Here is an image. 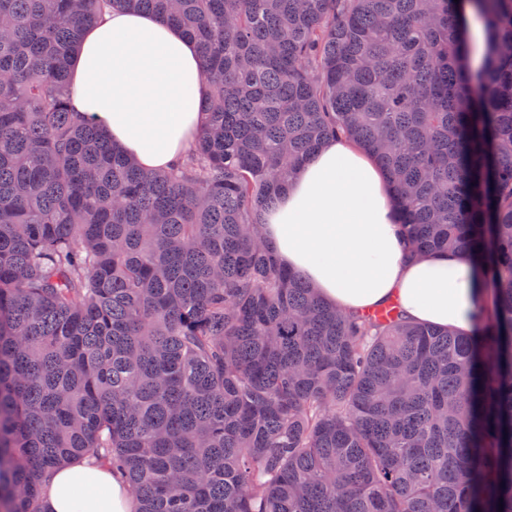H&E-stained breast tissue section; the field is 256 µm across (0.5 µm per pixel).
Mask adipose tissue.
<instances>
[{
  "mask_svg": "<svg viewBox=\"0 0 512 512\" xmlns=\"http://www.w3.org/2000/svg\"><path fill=\"white\" fill-rule=\"evenodd\" d=\"M208 95L196 45L145 12L105 11L74 54L71 107L146 170L184 157L206 124ZM262 232L282 264L354 315L395 303L411 321L468 335L487 300L469 257L407 258L386 179L349 139L326 141L296 170ZM44 508L134 512V503L120 479L81 460L53 474Z\"/></svg>",
  "mask_w": 512,
  "mask_h": 512,
  "instance_id": "1",
  "label": "adipose tissue"
}]
</instances>
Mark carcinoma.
Instances as JSON below:
<instances>
[{
	"instance_id": "obj_1",
	"label": "carcinoma",
	"mask_w": 512,
	"mask_h": 512,
	"mask_svg": "<svg viewBox=\"0 0 512 512\" xmlns=\"http://www.w3.org/2000/svg\"><path fill=\"white\" fill-rule=\"evenodd\" d=\"M114 8L198 45L209 119L168 170L67 100ZM0 20V512H44L83 459L137 512H512V0H0ZM341 136L386 174L408 257L474 261L476 334L346 314L262 242Z\"/></svg>"
}]
</instances>
